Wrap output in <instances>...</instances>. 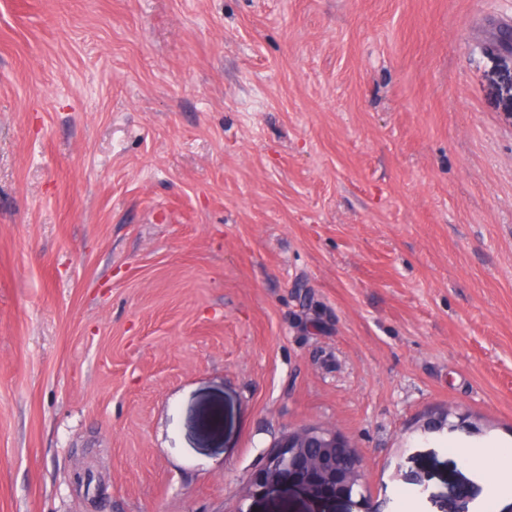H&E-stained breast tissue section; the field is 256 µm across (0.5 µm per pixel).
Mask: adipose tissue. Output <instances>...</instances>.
Here are the masks:
<instances>
[{
	"label": "adipose tissue",
	"instance_id": "obj_1",
	"mask_svg": "<svg viewBox=\"0 0 512 512\" xmlns=\"http://www.w3.org/2000/svg\"><path fill=\"white\" fill-rule=\"evenodd\" d=\"M448 450L465 466L487 472V487L479 512H500L512 502V437L483 441L460 440Z\"/></svg>",
	"mask_w": 512,
	"mask_h": 512
}]
</instances>
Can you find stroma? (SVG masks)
<instances>
[{
  "label": "stroma",
  "instance_id": "35a3bbf8",
  "mask_svg": "<svg viewBox=\"0 0 512 512\" xmlns=\"http://www.w3.org/2000/svg\"><path fill=\"white\" fill-rule=\"evenodd\" d=\"M509 18L0 0V512H474L426 424L512 435ZM306 424L363 502L250 494Z\"/></svg>",
  "mask_w": 512,
  "mask_h": 512
}]
</instances>
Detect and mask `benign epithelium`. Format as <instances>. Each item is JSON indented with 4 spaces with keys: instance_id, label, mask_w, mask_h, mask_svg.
Segmentation results:
<instances>
[{
    "instance_id": "7a95c632",
    "label": "benign epithelium",
    "mask_w": 512,
    "mask_h": 512,
    "mask_svg": "<svg viewBox=\"0 0 512 512\" xmlns=\"http://www.w3.org/2000/svg\"><path fill=\"white\" fill-rule=\"evenodd\" d=\"M362 478V459L355 446L336 430L311 424L281 435L253 474L250 491L269 496L281 488L298 487L323 499L350 500Z\"/></svg>"
}]
</instances>
